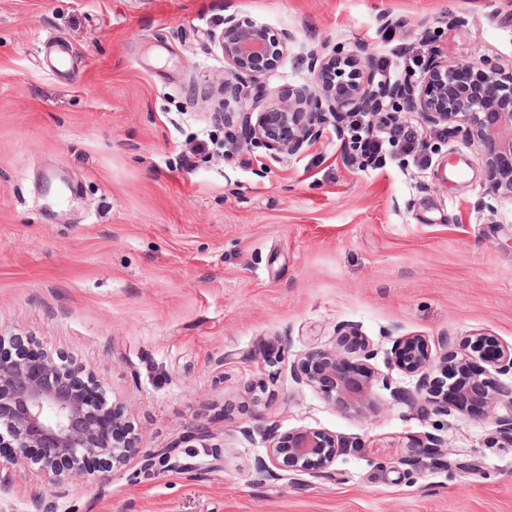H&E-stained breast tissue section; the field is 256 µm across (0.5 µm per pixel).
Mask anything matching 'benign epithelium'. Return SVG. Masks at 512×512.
Masks as SVG:
<instances>
[{"instance_id": "1", "label": "benign epithelium", "mask_w": 512, "mask_h": 512, "mask_svg": "<svg viewBox=\"0 0 512 512\" xmlns=\"http://www.w3.org/2000/svg\"><path fill=\"white\" fill-rule=\"evenodd\" d=\"M230 65L224 94L237 104L222 112L226 152L245 148L283 149L296 154L320 137L327 127L340 136L350 130L355 112L385 111L395 119L408 109L429 127H443L470 143H478L477 162L489 175V192L512 201V75L479 62L431 61L421 80H376L365 46L343 45L321 56H307L312 87L288 100L265 101L251 96L250 86L261 83L274 66L288 57L291 32L277 34L257 22L224 19L214 36ZM338 346L310 350L289 365L292 378L321 391L343 410L362 414L371 409L374 386L390 389L392 398L420 413L449 416L475 408L492 416L495 434L512 444V385L489 391L476 360H484L501 375H512V345H491L477 336L461 351L436 355L422 336H402L394 341L387 360L391 367L416 378L414 392L392 386L387 376L372 367L358 368L345 354L358 353L369 361L376 356L370 344L349 341L337 333ZM33 338L0 334V447L14 449V460L34 465L56 484L80 477L85 462L97 459L101 468L126 465L135 447L128 437L123 408L107 403L106 390L62 351L30 355ZM455 376L457 396L438 398L446 378ZM347 443L315 428H299L271 438L266 457L257 462L258 473L280 480L283 473L321 474L330 469ZM444 439L425 435L418 454L443 455ZM207 462H183L173 448H161L144 457L140 472L155 467L185 472L219 466L220 454Z\"/></svg>"}]
</instances>
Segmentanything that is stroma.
Listing matches in <instances>:
<instances>
[{"instance_id":"obj_1","label":"stroma","mask_w":512,"mask_h":512,"mask_svg":"<svg viewBox=\"0 0 512 512\" xmlns=\"http://www.w3.org/2000/svg\"><path fill=\"white\" fill-rule=\"evenodd\" d=\"M230 15L295 36L263 80L271 99L308 87L306 55L338 44L512 68V0H0V334L69 354L123 404L138 450L55 486L15 466L0 512H512V447L490 419L448 416L438 461L410 449L438 415L379 386L357 416L267 365L351 326L410 390L386 364L399 337L512 345V202L438 128L378 161L330 128L298 154L226 155L213 36ZM266 380L274 395L254 397ZM258 424L362 449L267 480L268 438L242 433ZM205 447L219 467L139 472L158 449Z\"/></svg>"}]
</instances>
